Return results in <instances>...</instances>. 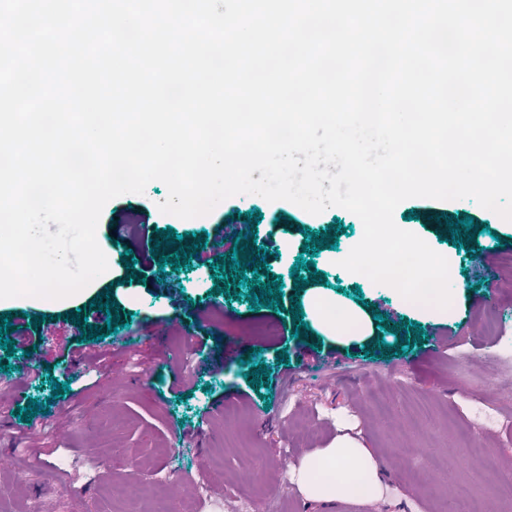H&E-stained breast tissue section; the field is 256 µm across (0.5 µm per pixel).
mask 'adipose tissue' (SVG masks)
I'll return each mask as SVG.
<instances>
[{
  "label": "adipose tissue",
  "mask_w": 512,
  "mask_h": 512,
  "mask_svg": "<svg viewBox=\"0 0 512 512\" xmlns=\"http://www.w3.org/2000/svg\"><path fill=\"white\" fill-rule=\"evenodd\" d=\"M307 309L315 322L332 335L349 336L365 328L363 315L351 309L337 310L334 302L316 292L310 295ZM297 483L309 501L332 499L340 488L369 500L380 498L383 491L380 471L371 451L346 436L306 456L297 471Z\"/></svg>",
  "instance_id": "adipose-tissue-1"
}]
</instances>
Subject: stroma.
<instances>
[{"mask_svg": "<svg viewBox=\"0 0 512 512\" xmlns=\"http://www.w3.org/2000/svg\"><path fill=\"white\" fill-rule=\"evenodd\" d=\"M167 196L156 180L144 193L106 203L96 235L112 245L111 274L124 249L149 253L160 229L210 239L231 210L250 211L262 217L253 232L269 251L266 271L283 279L281 310L254 311L248 297L213 293L207 265L179 270L183 295L176 299L149 267L140 282L114 287L131 323L97 343L80 342V328L68 319L83 307L89 324H98L96 290L66 301L0 304V315L12 313L16 324L27 314L46 318L28 332L31 356L0 349V361L13 366L0 374L6 401L50 403L32 424L0 417V452L13 459L0 469V512H324L322 503L304 499L293 470L280 462L302 460L341 435L372 451L384 481L381 512H470L475 503L481 512H501L512 496V229L488 221L470 198L398 205L396 225L446 257L467 286L447 311L432 312L341 267L362 232L361 220L343 208L313 215L243 194L181 219L160 212ZM462 214L480 231L456 248L446 221ZM337 223L338 248L317 249L324 278L314 288L360 311L368 331L334 339L313 327L295 337L291 268L305 231ZM491 314L507 333L487 327ZM161 321L170 332L153 336ZM415 321L422 339L403 344L406 324ZM269 324L276 335H262ZM74 347L95 355L96 365L70 361ZM261 364L271 372L266 387L246 379ZM50 375L60 384L82 376L85 388L53 398ZM176 380L189 382L191 396L170 392ZM201 458L222 469V481L198 474ZM183 476L206 493L194 500L174 492Z\"/></svg>", "mask_w": 512, "mask_h": 512, "instance_id": "stroma-1", "label": "stroma"}]
</instances>
